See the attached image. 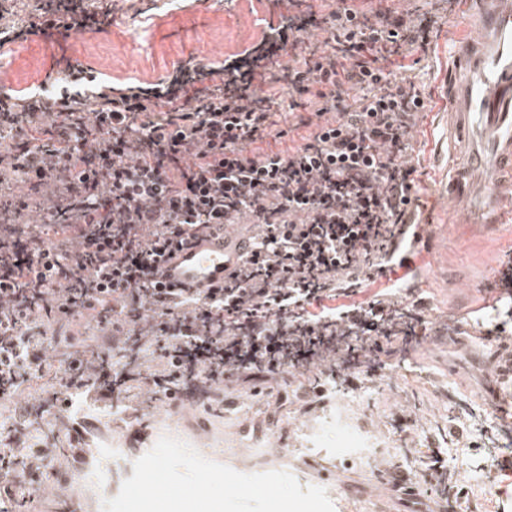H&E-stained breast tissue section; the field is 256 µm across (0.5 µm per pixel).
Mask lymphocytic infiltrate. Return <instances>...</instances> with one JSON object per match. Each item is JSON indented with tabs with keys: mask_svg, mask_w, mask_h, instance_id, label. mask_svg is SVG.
I'll return each instance as SVG.
<instances>
[{
	"mask_svg": "<svg viewBox=\"0 0 512 512\" xmlns=\"http://www.w3.org/2000/svg\"><path fill=\"white\" fill-rule=\"evenodd\" d=\"M451 3L332 0L323 12L290 0L260 43L219 66L190 58L148 87H117L63 57L50 94L0 92V403L13 411L0 502L30 477L46 489L63 476L21 457L33 415L66 433L74 464L108 428L74 421L75 395L124 407L135 430L146 409L218 414L241 392L279 402L294 386L318 403L383 378L427 337L460 334L428 321L396 274L419 221L410 134L426 94L409 60ZM113 10L29 0L21 17L0 0V45L104 31ZM233 224L255 234L222 286L161 285L162 261ZM49 375L51 394L25 397ZM388 479L443 512L468 497L436 457L420 478Z\"/></svg>",
	"mask_w": 512,
	"mask_h": 512,
	"instance_id": "lymphocytic-infiltrate-1",
	"label": "lymphocytic infiltrate"
}]
</instances>
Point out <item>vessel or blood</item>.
Listing matches in <instances>:
<instances>
[{
	"label": "vessel or blood",
	"mask_w": 512,
	"mask_h": 512,
	"mask_svg": "<svg viewBox=\"0 0 512 512\" xmlns=\"http://www.w3.org/2000/svg\"><path fill=\"white\" fill-rule=\"evenodd\" d=\"M448 67V151L465 161L449 167L448 184L465 223L495 232L512 205V0H477L458 34ZM245 251L236 227L199 235L161 265L167 288H209Z\"/></svg>",
	"instance_id": "1"
}]
</instances>
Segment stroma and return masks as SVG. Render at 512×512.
<instances>
[{
    "mask_svg": "<svg viewBox=\"0 0 512 512\" xmlns=\"http://www.w3.org/2000/svg\"><path fill=\"white\" fill-rule=\"evenodd\" d=\"M287 4L273 0H168L161 8L132 16L126 0H118L108 30L73 33L45 41L41 35L5 45L0 50V86L29 91L44 79L53 58L68 55L91 63L116 84L145 86L189 54L219 63L233 53L257 45L268 22L278 21ZM469 0H455L453 23L438 27L427 52L418 54L413 73L425 87V108L411 132V161L418 170L417 204L421 221L437 237L436 250L417 248L415 286L428 301V319L472 321L493 327L486 289L491 273L512 255V226L493 239L480 237L462 223L444 191L448 160L445 114L448 102L450 45L456 23L469 15ZM489 351L466 336H432L413 353L406 367L389 371L380 382L357 392L333 394L326 408L306 410L304 402L260 403L247 394L235 409L209 415L191 408L177 414L155 410L146 435L133 437L121 414H113L112 431L92 443L85 460L76 465L64 485L46 493L42 512H100L104 495L85 482L86 472L111 465L115 485L131 475L135 460L164 436L198 448L201 455L245 473L264 464L290 472L301 485L326 489L335 512H414L409 496L396 491L384 476L398 468L415 475L425 460L422 449H440L448 472L464 478L469 497L480 512H512V476L488 482L490 467L502 438L500 415L485 400L487 386L497 383ZM418 406V430L408 436L391 426L393 414L408 403ZM340 411L354 418L381 449L355 466L337 463L335 456L301 450L298 435L313 429L326 413ZM292 437L280 441V430ZM491 483L492 494L481 486Z\"/></svg>",
    "mask_w": 512,
    "mask_h": 512,
    "instance_id": "obj_1",
    "label": "stroma"
}]
</instances>
